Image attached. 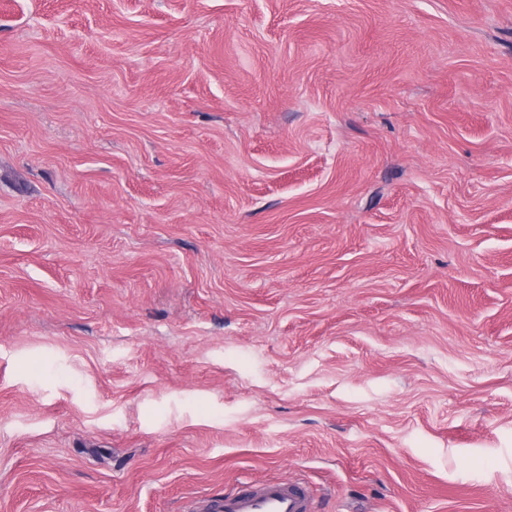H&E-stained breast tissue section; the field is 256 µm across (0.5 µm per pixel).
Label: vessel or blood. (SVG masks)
Returning <instances> with one entry per match:
<instances>
[{
	"label": "vessel or blood",
	"mask_w": 512,
	"mask_h": 512,
	"mask_svg": "<svg viewBox=\"0 0 512 512\" xmlns=\"http://www.w3.org/2000/svg\"><path fill=\"white\" fill-rule=\"evenodd\" d=\"M187 512H316V503L302 481L255 480L227 489Z\"/></svg>",
	"instance_id": "b4317fda"
}]
</instances>
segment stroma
<instances>
[{
    "instance_id": "obj_1",
    "label": "stroma",
    "mask_w": 512,
    "mask_h": 512,
    "mask_svg": "<svg viewBox=\"0 0 512 512\" xmlns=\"http://www.w3.org/2000/svg\"><path fill=\"white\" fill-rule=\"evenodd\" d=\"M512 512V0H0V512ZM187 512H315L309 486L299 480H255L191 506Z\"/></svg>"
}]
</instances>
